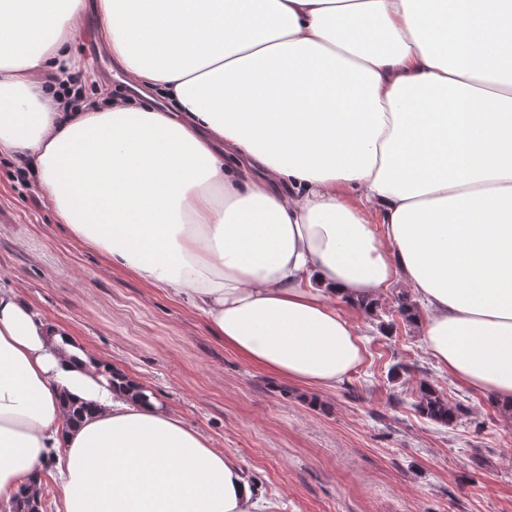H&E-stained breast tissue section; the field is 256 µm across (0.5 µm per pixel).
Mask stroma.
Segmentation results:
<instances>
[{
	"label": "stroma",
	"mask_w": 512,
	"mask_h": 512,
	"mask_svg": "<svg viewBox=\"0 0 512 512\" xmlns=\"http://www.w3.org/2000/svg\"><path fill=\"white\" fill-rule=\"evenodd\" d=\"M86 10L76 43L88 93L125 95ZM19 156H0V281L48 321L152 391L188 426L241 461L265 512H512V420L439 370L397 312L403 284L352 313L368 355L336 388L272 380L211 333L201 312L131 273L59 224ZM407 373L390 379L393 365ZM460 403L443 426L412 404L421 381Z\"/></svg>",
	"instance_id": "1"
}]
</instances>
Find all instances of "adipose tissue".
Returning <instances> with one entry per match:
<instances>
[{"instance_id":"obj_1","label":"adipose tissue","mask_w":512,"mask_h":512,"mask_svg":"<svg viewBox=\"0 0 512 512\" xmlns=\"http://www.w3.org/2000/svg\"><path fill=\"white\" fill-rule=\"evenodd\" d=\"M86 6L0 0V153L74 237L317 389L365 360L346 307L403 283L437 367L512 416V0H95L135 96L68 112L43 77ZM102 364L0 284V506L60 454L57 512H261L239 460Z\"/></svg>"}]
</instances>
